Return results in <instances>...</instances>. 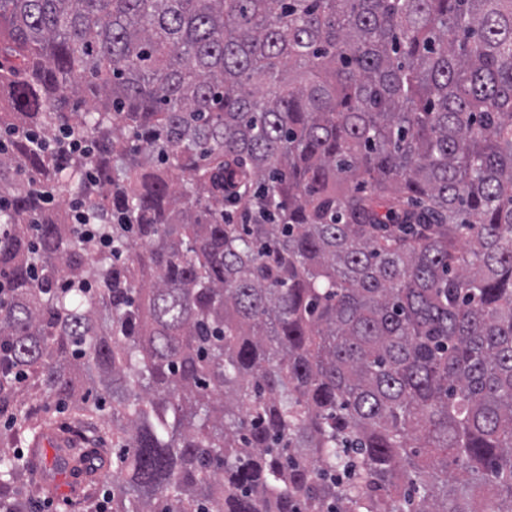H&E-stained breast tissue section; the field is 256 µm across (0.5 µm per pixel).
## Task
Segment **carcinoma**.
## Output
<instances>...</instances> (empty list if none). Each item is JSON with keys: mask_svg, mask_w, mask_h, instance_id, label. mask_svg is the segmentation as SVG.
Masks as SVG:
<instances>
[{"mask_svg": "<svg viewBox=\"0 0 512 512\" xmlns=\"http://www.w3.org/2000/svg\"><path fill=\"white\" fill-rule=\"evenodd\" d=\"M67 469L512 512V0H0V512Z\"/></svg>", "mask_w": 512, "mask_h": 512, "instance_id": "1", "label": "carcinoma"}]
</instances>
